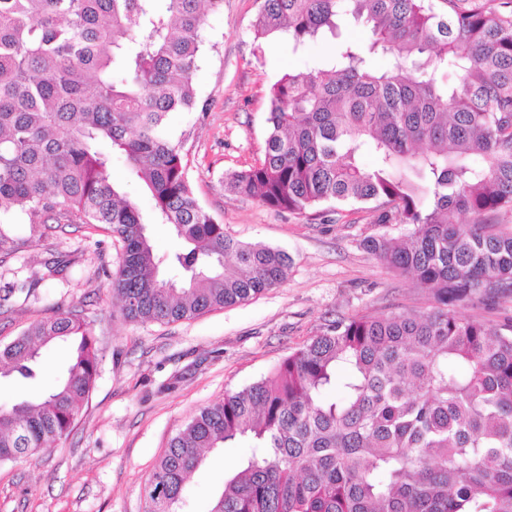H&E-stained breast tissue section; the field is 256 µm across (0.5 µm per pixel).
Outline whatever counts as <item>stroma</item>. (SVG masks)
I'll list each match as a JSON object with an SVG mask.
<instances>
[{
  "instance_id": "35a3bbf8",
  "label": "stroma",
  "mask_w": 512,
  "mask_h": 512,
  "mask_svg": "<svg viewBox=\"0 0 512 512\" xmlns=\"http://www.w3.org/2000/svg\"><path fill=\"white\" fill-rule=\"evenodd\" d=\"M258 0H224L203 31L196 75L202 108L173 112L195 197L227 234L286 251L287 279L259 297L175 323H135L112 297L119 247L103 228L72 224L42 238L17 224L22 244L0 263V292L42 271L56 253L76 264L62 279L41 282L37 296L14 293L0 307V342L19 336L57 308L84 309L98 341L100 375L70 434L25 461L0 464V512H144L143 487L168 442L199 408L266 377L327 324L360 315L414 313L433 307L429 290L387 268L364 239L402 237L403 224H382L371 205L324 204L303 214L280 211L224 190L226 173L264 155L267 90L284 73L329 58L337 40L364 42L367 27L349 21L339 39L292 51L286 40L255 46ZM245 450L207 452L186 481L185 512H209Z\"/></svg>"
}]
</instances>
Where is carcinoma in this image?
Returning <instances> with one entry per match:
<instances>
[{
	"label": "carcinoma",
	"instance_id": "cac0c4a2",
	"mask_svg": "<svg viewBox=\"0 0 512 512\" xmlns=\"http://www.w3.org/2000/svg\"><path fill=\"white\" fill-rule=\"evenodd\" d=\"M224 0H0V213L46 236L50 221L102 224L122 243L113 296L125 318L170 323L281 284L291 259L224 233L195 198L168 114L198 106L202 31ZM351 15L371 31L268 90L264 159L224 189L302 213L373 204L399 240L363 248L431 290L427 312L329 325L270 375L201 408L144 485L146 512H179L205 452L243 441L210 512H512V333L461 318L512 291V19L473 0H260L256 49H293ZM388 58L376 67L372 58ZM153 202L121 193L112 155ZM373 161L365 164L364 155ZM183 246L156 252L147 226ZM0 221V255L17 250ZM60 253L37 284L72 265ZM69 357L43 393L0 407V463L69 434L100 373L90 323L58 309L0 344V382H40L42 350Z\"/></svg>",
	"mask_w": 512,
	"mask_h": 512
}]
</instances>
